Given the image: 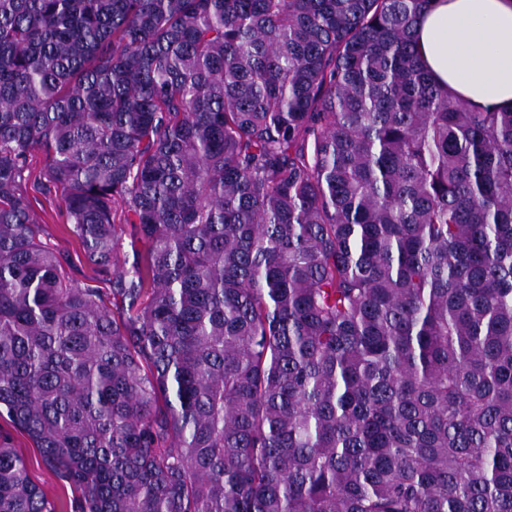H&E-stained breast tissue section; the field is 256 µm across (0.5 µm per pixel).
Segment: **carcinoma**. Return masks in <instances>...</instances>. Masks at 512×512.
<instances>
[{
	"mask_svg": "<svg viewBox=\"0 0 512 512\" xmlns=\"http://www.w3.org/2000/svg\"><path fill=\"white\" fill-rule=\"evenodd\" d=\"M431 2L0 0V418L73 512H512V109ZM60 206H62L61 199L55 195L54 191L47 195L36 193L35 210L47 222L42 224L44 239L50 248L73 257L77 266L71 271L72 275L79 284L83 285L89 283L88 278L93 277L94 274L89 268L78 263L76 258V253L79 251L78 242L73 235L65 231V217ZM0 432L8 434L16 450L25 456L30 463V475L33 481L55 502L58 509L70 512V503L74 497L69 486L65 487L56 474L46 466L29 437L16 429L6 418H0Z\"/></svg>",
	"mask_w": 512,
	"mask_h": 512,
	"instance_id": "carcinoma-1",
	"label": "carcinoma"
}]
</instances>
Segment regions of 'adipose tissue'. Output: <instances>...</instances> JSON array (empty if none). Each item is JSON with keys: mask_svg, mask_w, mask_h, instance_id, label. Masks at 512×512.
<instances>
[{"mask_svg": "<svg viewBox=\"0 0 512 512\" xmlns=\"http://www.w3.org/2000/svg\"><path fill=\"white\" fill-rule=\"evenodd\" d=\"M416 44L441 88L480 111L512 107V0H433Z\"/></svg>", "mask_w": 512, "mask_h": 512, "instance_id": "obj_1", "label": "adipose tissue"}]
</instances>
